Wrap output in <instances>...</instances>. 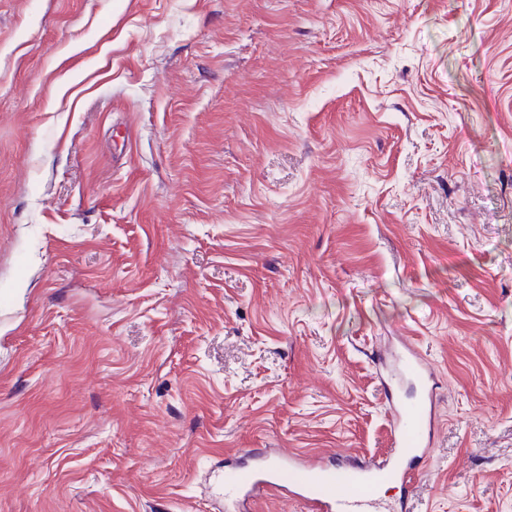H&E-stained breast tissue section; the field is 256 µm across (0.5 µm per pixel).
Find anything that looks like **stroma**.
I'll list each match as a JSON object with an SVG mask.
<instances>
[{
    "label": "stroma",
    "instance_id": "obj_1",
    "mask_svg": "<svg viewBox=\"0 0 512 512\" xmlns=\"http://www.w3.org/2000/svg\"><path fill=\"white\" fill-rule=\"evenodd\" d=\"M512 512V0H0V512H221L388 446ZM391 447L384 457L342 455L336 465L334 455L314 460L279 456L271 461L257 457L248 470H224L225 506L241 511L240 505L264 489L289 491L310 502L316 512H375L377 489L383 483L415 484V472L403 464L408 457L425 450L427 427L432 419V400L423 398L412 405L397 404L390 393Z\"/></svg>",
    "mask_w": 512,
    "mask_h": 512
}]
</instances>
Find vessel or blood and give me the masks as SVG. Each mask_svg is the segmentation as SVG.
<instances>
[{"label": "vessel or blood", "instance_id": "b4317fda", "mask_svg": "<svg viewBox=\"0 0 512 512\" xmlns=\"http://www.w3.org/2000/svg\"><path fill=\"white\" fill-rule=\"evenodd\" d=\"M391 449L383 457L344 455L314 460L258 457L247 470L231 468L223 476L225 504L239 508L256 491L291 492L310 502L314 512H375L377 489L383 483L413 487L414 471L406 458L423 453L427 427L432 419V400L391 406Z\"/></svg>", "mask_w": 512, "mask_h": 512}]
</instances>
